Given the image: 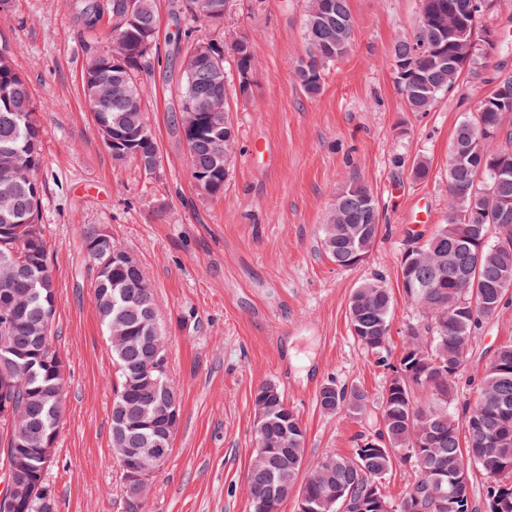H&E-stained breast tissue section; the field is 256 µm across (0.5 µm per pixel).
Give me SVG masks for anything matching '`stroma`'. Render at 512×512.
Segmentation results:
<instances>
[{
    "mask_svg": "<svg viewBox=\"0 0 512 512\" xmlns=\"http://www.w3.org/2000/svg\"><path fill=\"white\" fill-rule=\"evenodd\" d=\"M96 28L84 0H11L0 10V53L26 79L42 128L39 222L60 297L54 345L65 359L63 424L49 480L56 512H126L111 445L115 366L94 299L95 269L83 233L106 228L136 257L151 283L169 339L170 378L181 415L165 466L152 478L144 512H250L247 471L254 442L251 395L269 382L307 430L308 461L348 454L358 435L380 430L389 372L350 333L348 303L379 278L394 298L388 359L418 317L405 302L399 268L411 236H431L448 215V152L457 124L491 85L463 73L427 113L412 112L395 83L391 50L411 29L420 0H349L354 42L329 66L324 89L306 96L293 81L306 53L308 0H234L225 26L247 35L257 57L252 92L230 96L240 151L223 196L190 174L179 121L181 53L173 37L222 40L221 31L182 13V0H155L157 51L141 78L159 162L147 174L117 164L87 108V59L112 47L107 0ZM505 38L489 74L512 75V0L489 20ZM425 160L429 175L410 176ZM366 184L383 229L350 268L322 250L320 228L347 179ZM429 210L408 221L412 200ZM512 340V304L470 342L459 397L473 399L497 347ZM356 386L371 399L356 419L317 405L326 383Z\"/></svg>",
    "mask_w": 512,
    "mask_h": 512,
    "instance_id": "35a3bbf8",
    "label": "stroma"
}]
</instances>
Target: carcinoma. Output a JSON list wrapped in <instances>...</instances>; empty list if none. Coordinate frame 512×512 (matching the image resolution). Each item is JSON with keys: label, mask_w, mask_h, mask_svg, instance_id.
<instances>
[{"label": "carcinoma", "mask_w": 512, "mask_h": 512, "mask_svg": "<svg viewBox=\"0 0 512 512\" xmlns=\"http://www.w3.org/2000/svg\"><path fill=\"white\" fill-rule=\"evenodd\" d=\"M230 0H186L190 13L214 24L210 11L214 2ZM131 0H112V50H129L122 68L111 71L112 96L103 109L95 111L84 96L98 131L117 130L121 149L141 151L140 168L150 174L158 164L155 137L145 116V90L138 74L147 66L156 46L157 14L154 0H137L140 9L134 22H127ZM324 20L312 13L319 0H309L306 19L308 52L294 71V79L309 97L323 90L325 67L350 49L354 22L349 0H326ZM439 21L417 19L413 28L393 44V60L420 54V66L412 81L399 84L407 108L412 112L432 110L443 93L457 87L461 71L438 62L433 47L444 34L440 25L454 18L473 33L490 0H433ZM493 47L475 49L468 70L479 74L488 67ZM107 53L92 56L82 75V90L99 73ZM208 103L217 112H231L227 84L215 80L210 65L184 72L181 108ZM487 98H482L472 119L461 121L454 131L450 150H460L458 160L448 157V218L420 244L404 278L414 284L403 289L407 302L420 322L410 329L403 350L389 364V381L380 405L382 428L374 436L357 439L349 456L326 455L309 462L305 455L306 429L288 406L279 388L258 385L252 393V409L267 418L254 424L255 449L248 469L250 496L266 501V512H280L286 493L300 489L314 498L336 494L340 501L350 497L349 512H382L387 495L381 479L397 461L412 464L415 480L396 512H478L473 499L472 468L483 471V512H495L498 504L512 505V342L500 345L488 364L476 396L459 403L458 383L465 370L471 338L484 321L500 312L512 298V214L501 219L494 210L486 214L484 227L495 228L498 236L483 245L475 242L472 225L466 223L477 197L490 185L493 197L512 201V173L495 177L490 165L499 158L512 162V124L495 135L483 126L488 122ZM188 145L191 176L202 173L201 190L216 197L224 194L238 150V140L223 139L225 160L216 159L218 138L200 130L182 128ZM43 164L41 127L35 117L32 97L23 76L9 57L0 53V168H13L10 176L0 174V250L15 248L27 277L16 285L27 294L23 323L5 330L0 327V400H8L17 412L27 411L48 432L58 433L63 416L64 371L53 355L34 365L6 352L14 341L30 335L29 324H42V333L53 343V321L41 323L44 313L55 317L58 295L48 263L46 241L38 224L42 184L37 173ZM372 191L351 180L336 192L322 224L321 244L336 265H355L354 253L366 255L380 229V214ZM98 230L84 232L88 257L98 265L120 248L112 237L101 242ZM95 301L106 338L114 327L123 330L125 350L110 347L116 368V398L111 414V443L121 435L130 442L146 444L155 439L154 430L139 422L151 391L138 383L137 367L152 352L148 337L167 338L162 323L157 330L145 311L156 307L155 293L141 268H129L118 260L106 271L96 273ZM393 296L375 278L355 289L349 301L352 335L363 349L385 362L390 337ZM368 393L357 387L325 384L317 396L319 409L328 415L343 413L356 417L365 412ZM12 430L0 417V471L12 455ZM28 477L48 484L42 462L31 454L24 458ZM303 481H298L299 475Z\"/></svg>", "instance_id": "carcinoma-1"}]
</instances>
